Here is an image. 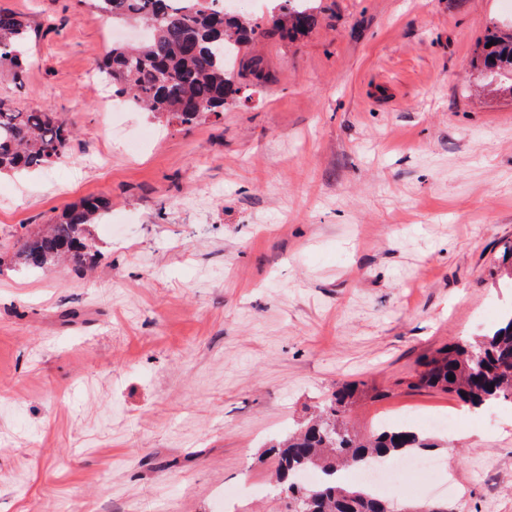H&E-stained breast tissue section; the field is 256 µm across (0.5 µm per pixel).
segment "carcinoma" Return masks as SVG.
<instances>
[{"label": "carcinoma", "mask_w": 512, "mask_h": 512, "mask_svg": "<svg viewBox=\"0 0 512 512\" xmlns=\"http://www.w3.org/2000/svg\"><path fill=\"white\" fill-rule=\"evenodd\" d=\"M119 23L140 22L148 37L136 46L114 44L99 64L115 93L131 99L155 117L172 116L194 124L224 112L240 88L230 72L227 50L241 49L261 34L260 26L216 8V0H87ZM271 30L298 34L316 22L312 0H276ZM28 30L21 17L0 9V69L9 66L21 81L29 65L24 54ZM484 68L512 74V37L492 38ZM76 137L72 123L55 112H16L0 101V174L36 171L63 157ZM112 205L99 196L66 207L30 235L14 254L29 270H48L64 260L86 268L96 243L90 227ZM453 375L455 380L448 379ZM453 395L471 412L512 405V311L493 330L470 341L436 351L413 383ZM358 387L345 383L326 396L293 432L271 444L275 481L288 499L300 500V512H389L392 500L363 484L338 477L344 469L391 463L438 447L410 426L377 424L367 435L354 431L348 412ZM317 469L323 481L310 484L303 473Z\"/></svg>", "instance_id": "carcinoma-1"}]
</instances>
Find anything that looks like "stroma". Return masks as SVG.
Here are the masks:
<instances>
[{
    "label": "stroma",
    "instance_id": "1",
    "mask_svg": "<svg viewBox=\"0 0 512 512\" xmlns=\"http://www.w3.org/2000/svg\"><path fill=\"white\" fill-rule=\"evenodd\" d=\"M317 23L241 52L220 116L104 111L113 40L84 0H0L29 26L0 99L76 128L61 160L0 175V512H283L268 442L336 384L362 431L457 401L413 388L436 350L512 307V86L483 48L505 0H316ZM97 196L92 271L14 264ZM436 458L456 512H512V407Z\"/></svg>",
    "mask_w": 512,
    "mask_h": 512
}]
</instances>
